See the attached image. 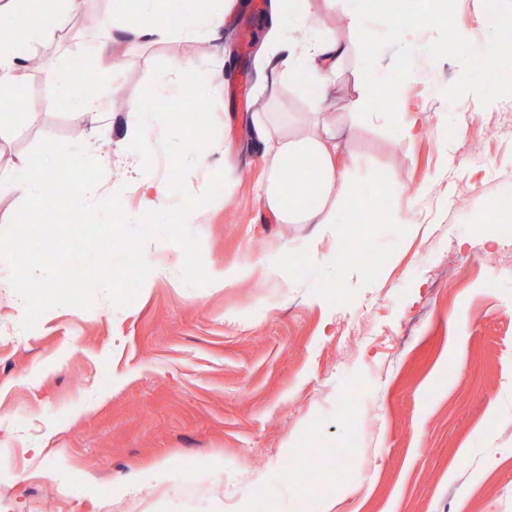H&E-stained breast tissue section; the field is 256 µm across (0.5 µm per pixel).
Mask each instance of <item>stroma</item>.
<instances>
[{
	"instance_id": "35a3bbf8",
	"label": "stroma",
	"mask_w": 512,
	"mask_h": 512,
	"mask_svg": "<svg viewBox=\"0 0 512 512\" xmlns=\"http://www.w3.org/2000/svg\"><path fill=\"white\" fill-rule=\"evenodd\" d=\"M271 0H229L205 42L175 34L130 47L94 82L103 112H83L31 71L22 120L0 142V172H21L42 139L85 144L105 170L98 197L120 193L139 219L133 178L167 180L164 128L143 172L130 151L137 102L155 63L206 72L224 145L186 185L215 171L221 191L190 222L207 271L250 264L226 288L192 287L170 243L123 308L55 307L22 330L24 305L0 260V512H512V127L504 105L444 95L462 70L432 61L419 34L404 82L411 132L361 118L359 24L317 0L324 36L349 46L336 85L356 190L378 189L337 245L358 264L328 275L302 255L315 224H282L256 196L266 178L254 113L301 115L312 103L270 61ZM77 76L96 38L34 39ZM286 275L264 267L267 256ZM164 472H155L156 464ZM251 487L254 497L243 496Z\"/></svg>"
}]
</instances>
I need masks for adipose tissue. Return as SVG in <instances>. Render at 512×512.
I'll use <instances>...</instances> for the list:
<instances>
[{
	"label": "adipose tissue",
	"instance_id": "ef3b65f1",
	"mask_svg": "<svg viewBox=\"0 0 512 512\" xmlns=\"http://www.w3.org/2000/svg\"><path fill=\"white\" fill-rule=\"evenodd\" d=\"M72 0H0V139L10 130L19 109L18 91L25 83L34 61L33 51H20L22 37L12 20L24 17L33 23L45 18L63 23L72 10ZM272 38L282 56L285 74L294 80L307 79L316 110L306 121L309 131L291 129L287 114L258 112L253 116V134L263 150L262 163L269 178L258 190L263 207L282 224H317L320 239L305 244L307 259L325 267L355 264V254L324 253L321 238H334L337 225L346 223L349 211L372 209L371 199L353 192L351 178L341 160L339 128L332 113V92L348 55L347 44L337 38L320 36L312 11V0H273ZM290 19L303 30V39L284 36L279 26ZM224 25L223 8H199L195 0H112L111 11L102 14L100 26L106 36L100 44L96 63L106 68L116 63L120 48L132 44L159 43L182 32L209 39ZM44 80L64 96L76 101L82 111L99 112L105 102L90 84L71 81L58 65L43 67ZM303 160L313 169L300 168ZM298 166L295 180H285L283 167Z\"/></svg>",
	"mask_w": 512,
	"mask_h": 512
}]
</instances>
